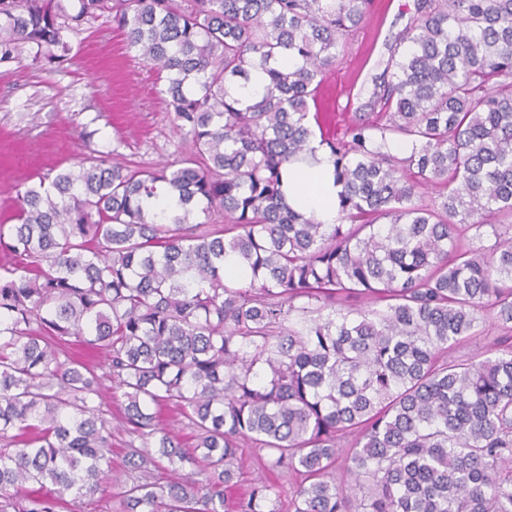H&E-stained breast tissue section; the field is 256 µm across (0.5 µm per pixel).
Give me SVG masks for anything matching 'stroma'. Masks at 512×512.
Returning <instances> with one entry per match:
<instances>
[{
  "label": "stroma",
  "mask_w": 512,
  "mask_h": 512,
  "mask_svg": "<svg viewBox=\"0 0 512 512\" xmlns=\"http://www.w3.org/2000/svg\"><path fill=\"white\" fill-rule=\"evenodd\" d=\"M414 12V0H373L361 28L347 37L323 84V107L335 115L336 134L355 120L373 119L374 86ZM71 41L76 56L70 63L35 64L24 56L0 66V220L14 211L21 184L72 167L90 150L116 149L121 161L142 167L179 157L181 140L156 68L136 57L103 17ZM261 457L251 444L240 451L238 487L226 496V512H235L238 494L261 477L273 483L282 502L292 498L297 477L268 472Z\"/></svg>",
  "instance_id": "1"
}]
</instances>
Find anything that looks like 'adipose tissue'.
Wrapping results in <instances>:
<instances>
[{
    "label": "adipose tissue",
    "mask_w": 512,
    "mask_h": 512,
    "mask_svg": "<svg viewBox=\"0 0 512 512\" xmlns=\"http://www.w3.org/2000/svg\"><path fill=\"white\" fill-rule=\"evenodd\" d=\"M313 163L288 165L283 172L284 188L289 205L299 212L315 215L324 224L335 223L341 185L333 174L328 150L315 148Z\"/></svg>",
    "instance_id": "adipose-tissue-1"
}]
</instances>
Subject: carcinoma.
I'll list each match as a JSON object with an SVG mask.
<instances>
[{
  "mask_svg": "<svg viewBox=\"0 0 512 512\" xmlns=\"http://www.w3.org/2000/svg\"><path fill=\"white\" fill-rule=\"evenodd\" d=\"M370 6L0 0V64L62 65L110 19L166 73L190 144L146 169L91 153L0 224L17 259L0 276V512L109 493L114 427L74 341L105 352L124 398L121 512H224L248 442L303 476L292 512H512V0H416L372 93L383 120L320 140L343 186L322 224L282 171L313 157L328 117L311 105ZM254 71L268 84L244 104L229 89ZM229 256L250 275L226 280ZM481 315L500 335L466 353ZM170 403L190 449L161 424ZM164 460L204 484L159 481ZM238 512H280L274 486Z\"/></svg>",
  "mask_w": 512,
  "mask_h": 512,
  "instance_id": "obj_1",
  "label": "carcinoma"
}]
</instances>
